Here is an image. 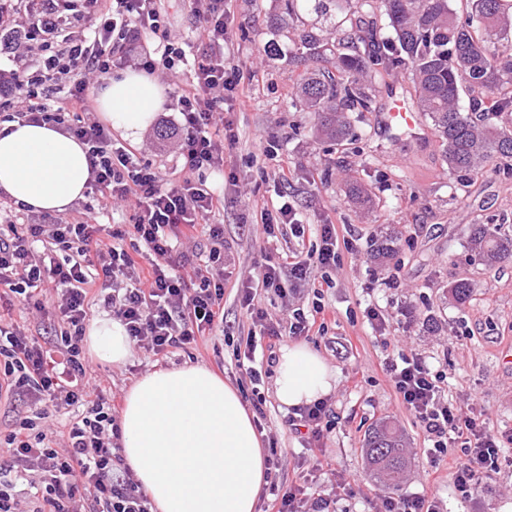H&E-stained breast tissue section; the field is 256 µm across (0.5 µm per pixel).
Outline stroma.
<instances>
[{
	"label": "stroma",
	"instance_id": "stroma-1",
	"mask_svg": "<svg viewBox=\"0 0 512 512\" xmlns=\"http://www.w3.org/2000/svg\"><path fill=\"white\" fill-rule=\"evenodd\" d=\"M161 8L172 32L181 36L188 60L194 57V16L183 0H162ZM226 8V43L250 100L243 109L228 102L224 117L235 142L224 147L223 172L205 175L211 188L224 193V329L189 349L174 350L166 367L192 362L218 370L247 406L261 407L255 422L264 445L283 452L280 481L287 485L310 471L304 437L292 429L274 397L273 374L254 383L236 366L235 354L245 349L251 330L239 290L256 278L268 253L314 251L320 241L312 225H335L336 266L314 269L304 289L273 298L266 309L275 320L317 304L329 311L324 333L310 336L307 344L338 370L324 444L337 475L352 483L338 490L337 512L382 510L386 491L371 477L363 452L369 430L381 421L404 438L408 463L398 494L437 497L443 512H512V448L505 449L491 480L471 498H461L451 476L461 449H449L447 458L432 463L431 443L402 408L386 371L387 361L399 352L418 351L446 374L444 400L512 433V364L502 358L503 351L512 350V261L489 265L467 247L471 225H512V170L490 165L463 187L449 175L445 146L429 119L412 134L381 129L378 117L387 101L394 96L410 101L415 95L411 74L400 68L373 73L367 85L373 109L351 113L347 147L323 139L314 114L290 104L303 70L293 59L292 36L309 33L333 43L350 28L349 10L333 7L324 14L312 0H303L288 32L270 25L271 17L283 12L284 0H228ZM177 117L174 101H167L143 138L146 153L139 156L166 175L177 160L159 132ZM283 168L289 171L284 182L279 179ZM353 179L370 197V207L352 201L348 184ZM280 194L308 225L304 236H295L287 224L276 237L266 236L259 223L261 206ZM387 235L396 238V253L374 260L375 243ZM459 280L472 287L463 304L450 293ZM370 306L385 316L386 335L369 324ZM89 362L90 382L108 395L125 394L155 368L153 356L138 348L120 366L94 356Z\"/></svg>",
	"mask_w": 512,
	"mask_h": 512
}]
</instances>
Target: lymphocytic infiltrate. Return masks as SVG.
Returning a JSON list of instances; mask_svg holds the SVG:
<instances>
[{
  "label": "lymphocytic infiltrate",
  "mask_w": 512,
  "mask_h": 512,
  "mask_svg": "<svg viewBox=\"0 0 512 512\" xmlns=\"http://www.w3.org/2000/svg\"><path fill=\"white\" fill-rule=\"evenodd\" d=\"M188 6L200 23L202 52L173 89L181 116L174 147L182 167L166 179L113 145L108 128L91 118L87 97L91 83L134 59L150 73L175 71L184 51L157 0H17L0 11V57L15 64L0 72V112L55 126L86 145L94 190L132 212L129 232H115L108 244L98 243L101 226L88 208L70 219L0 225V304L20 299L37 320L60 327L59 342L49 345L0 315V395L25 398L30 410L6 438L9 469L34 490L23 498L13 482L0 483V512H150L145 491L118 469V400L101 395L87 378L82 340L94 290L104 291L113 318L159 361L224 325V227L215 221L224 199L200 173L224 164L227 94L242 106L248 96L238 65L224 51V0H188ZM153 37L159 44L151 51L146 43ZM29 53L40 59L32 75L19 65ZM203 229L212 248L199 264L192 246ZM319 231L321 245L308 257L268 255L257 277L262 288L281 296L308 281L313 269L336 265V228L323 224ZM127 236L134 239L128 249L122 245ZM52 290L59 302L50 309L45 299ZM254 300L252 287L243 288L253 327L271 342L285 333L309 335L325 320L323 306L297 308L283 332ZM386 370L401 405L431 441V457L463 447L453 482L462 498L472 497L497 473L512 436L444 403L445 377L421 353L399 354ZM48 401L60 410L80 407L67 431L55 429L44 408ZM329 416L327 403L318 401L293 410L290 422L306 431L314 471L330 476L332 462L322 448ZM312 483L303 474L285 486L271 484L272 512H335V492L311 494Z\"/></svg>",
  "instance_id": "1"
}]
</instances>
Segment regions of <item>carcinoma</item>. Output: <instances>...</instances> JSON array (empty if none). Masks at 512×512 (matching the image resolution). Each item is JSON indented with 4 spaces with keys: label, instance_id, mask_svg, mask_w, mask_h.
<instances>
[{
    "label": "carcinoma",
    "instance_id": "carcinoma-1",
    "mask_svg": "<svg viewBox=\"0 0 512 512\" xmlns=\"http://www.w3.org/2000/svg\"><path fill=\"white\" fill-rule=\"evenodd\" d=\"M463 17L451 0H380L394 37L391 51L366 56L326 50L300 36V46L317 65L296 82V95L314 112L318 131L342 144L349 140L348 112L372 111L363 76L382 69L408 68L414 77L417 106L445 145L448 170L461 185L483 174L495 158L512 159V0H465ZM476 93L473 114L459 107L460 91ZM469 249L495 264L512 260V231L473 225ZM365 458L378 481L397 487L406 457L401 435L382 423L365 438Z\"/></svg>",
    "mask_w": 512,
    "mask_h": 512
}]
</instances>
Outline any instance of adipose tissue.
I'll return each mask as SVG.
<instances>
[{"instance_id": "obj_1", "label": "adipose tissue", "mask_w": 512, "mask_h": 512, "mask_svg": "<svg viewBox=\"0 0 512 512\" xmlns=\"http://www.w3.org/2000/svg\"><path fill=\"white\" fill-rule=\"evenodd\" d=\"M104 121L139 142L165 102L159 79L135 68L96 87ZM91 179L85 145L52 125L0 126V194L35 212H64ZM85 343L97 358L125 364L132 342L109 315L96 318ZM336 370L302 343L283 345L274 396L282 410L328 396ZM119 428L124 464L146 491L151 512H259L267 454L255 416L237 388L207 367L184 364L146 373L128 389Z\"/></svg>"}]
</instances>
